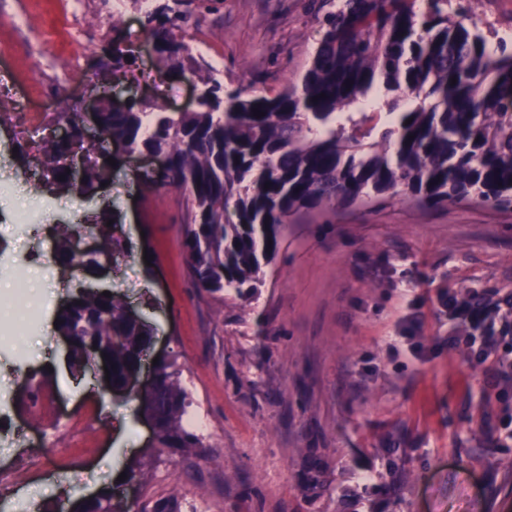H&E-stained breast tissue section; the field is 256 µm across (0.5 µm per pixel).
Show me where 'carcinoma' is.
<instances>
[{
    "instance_id": "carcinoma-1",
    "label": "carcinoma",
    "mask_w": 512,
    "mask_h": 512,
    "mask_svg": "<svg viewBox=\"0 0 512 512\" xmlns=\"http://www.w3.org/2000/svg\"><path fill=\"white\" fill-rule=\"evenodd\" d=\"M342 0L323 16L322 38L301 80L269 96L226 91L202 81L194 110L168 112L130 98L120 107L101 100L97 120L108 137L169 159L163 188L185 193L188 215L180 247L196 290L213 298L233 291L253 295L264 283L292 219L309 210L380 201L402 195L423 207L476 198L512 209V47L488 40L463 8L448 14V0ZM186 15L166 6L147 13L158 62L194 74L203 63L177 40ZM99 78H119L126 58L101 47ZM456 84H451V80ZM375 89L386 96L393 124L375 134L380 113L351 110ZM325 97H320V94ZM264 116L257 118L253 109ZM411 123H406V120ZM69 142L37 145L46 177L58 181L78 150L86 159L80 197L111 179L99 165L105 140L86 139L71 110ZM81 236L125 247L106 226L69 224L57 242L65 268L88 266L74 251ZM62 334L76 336L72 358H106L121 379L146 355L149 332L126 316L124 300L86 291L57 314ZM176 360L161 368L152 408L161 415V444L206 455L200 436L184 424L190 402ZM120 484L85 501L101 512ZM141 512H178L176 497L150 500Z\"/></svg>"
}]
</instances>
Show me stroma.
<instances>
[{"mask_svg":"<svg viewBox=\"0 0 512 512\" xmlns=\"http://www.w3.org/2000/svg\"><path fill=\"white\" fill-rule=\"evenodd\" d=\"M188 19L176 37L206 61L220 59L221 82L254 96L296 81L320 38L323 0H154ZM472 19L489 41L512 36V0H473ZM57 23L62 39L85 45L70 58L40 36ZM109 39L127 56L122 90L173 112L188 106L196 78L160 72L139 0H0V88L23 91L38 78L37 110L81 103ZM0 125V293L28 281L44 297L29 353L0 347V404L28 446L0 443V469L28 461L30 479L0 494V512H68L57 494L81 473L83 493L115 483L144 459L139 500L193 492L212 512H512V388L491 387L465 347L449 348L439 295L495 288L512 294V210L476 200L421 207L402 196L377 204L308 213L289 224L265 283L249 298L197 294L179 246L185 196L154 186L150 166L115 154L112 181L90 201L39 183L21 144ZM38 210L41 230L18 218ZM112 220L131 255L115 268L61 272L62 224ZM150 245L156 264L139 254ZM89 287L121 296L153 330V353L182 369L191 413L213 454L190 465L167 448H146L135 399H108L98 368L68 360L54 327L59 309ZM423 312L428 360L392 356L385 343L409 300ZM56 390L61 410L99 407L103 436L61 459L44 447L41 421L26 417L31 380ZM327 485L305 488L311 463ZM371 481H363V473Z\"/></svg>","mask_w":512,"mask_h":512,"instance_id":"1","label":"stroma"}]
</instances>
